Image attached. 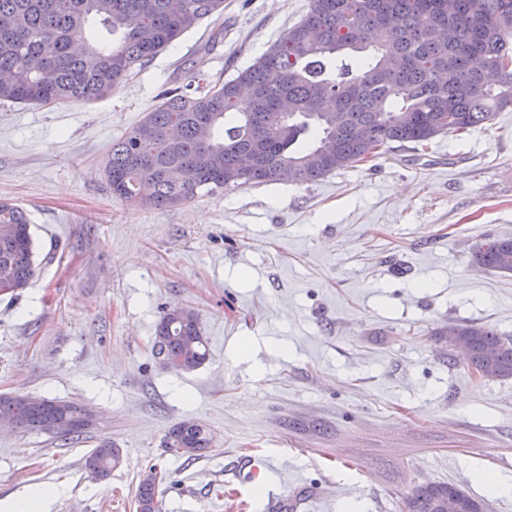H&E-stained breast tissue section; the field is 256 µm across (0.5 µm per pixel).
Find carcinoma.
I'll list each match as a JSON object with an SVG mask.
<instances>
[{"mask_svg": "<svg viewBox=\"0 0 512 512\" xmlns=\"http://www.w3.org/2000/svg\"><path fill=\"white\" fill-rule=\"evenodd\" d=\"M224 11V0H0V102H91L112 93L136 67ZM88 30L97 42H87ZM175 88L112 143L105 176L112 196L134 207L174 208L230 187L280 180L315 182L397 143L414 150L438 135L485 129L512 103V0H312L306 17L237 76ZM30 224L0 202V292L27 288L36 274ZM473 261L512 273V238L487 237ZM448 342H470L467 367L512 378V338L481 322H448ZM159 366L187 372L208 357L198 315L163 312L152 338ZM57 436L94 426L71 400L26 404L0 394V422ZM210 447L201 425L179 423L165 448L194 459ZM121 462L101 439L85 467L105 478ZM153 466L135 492L137 512H162ZM405 512H485L452 483L417 485Z\"/></svg>", "mask_w": 512, "mask_h": 512, "instance_id": "1", "label": "carcinoma"}]
</instances>
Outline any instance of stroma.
Masks as SVG:
<instances>
[{"mask_svg":"<svg viewBox=\"0 0 512 512\" xmlns=\"http://www.w3.org/2000/svg\"><path fill=\"white\" fill-rule=\"evenodd\" d=\"M311 3L224 0L105 98L0 103V201L26 212L37 264L0 294V394L97 416L79 437L0 426V512L42 484L62 488L49 512H136L152 465L163 512H267V484L309 488L299 512H404L412 487L448 481L512 512L482 482L512 476V379L449 364L436 336L471 320L512 336V274L473 263L482 238L512 237V105L419 151L167 210L130 208L105 179L113 141L162 87L235 77ZM174 306L208 340L188 372L151 352ZM185 421L210 437L190 461L163 447ZM103 438L122 462L101 479L84 462Z\"/></svg>","mask_w":512,"mask_h":512,"instance_id":"obj_1","label":"stroma"}]
</instances>
